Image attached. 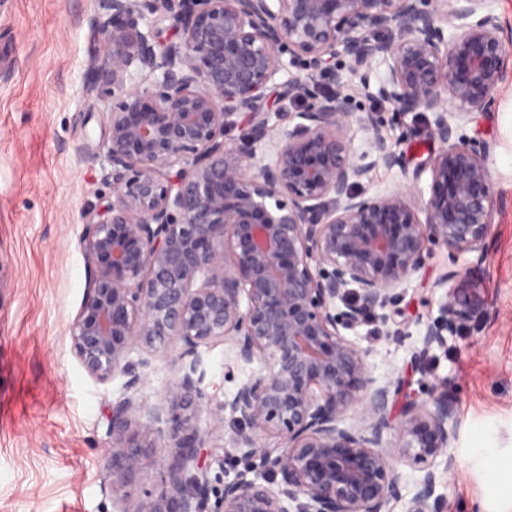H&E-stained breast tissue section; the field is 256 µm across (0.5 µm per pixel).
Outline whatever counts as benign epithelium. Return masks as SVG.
I'll use <instances>...</instances> for the list:
<instances>
[{"label":"benign epithelium","mask_w":512,"mask_h":512,"mask_svg":"<svg viewBox=\"0 0 512 512\" xmlns=\"http://www.w3.org/2000/svg\"><path fill=\"white\" fill-rule=\"evenodd\" d=\"M489 2L96 0L93 26L112 51L102 64L91 60L86 89L112 85L99 141L112 196L84 213L93 277L71 347L104 384L126 370L133 349L175 346L163 399L145 406L132 393L112 405V492L157 454L162 433L176 448L160 492L135 512H200L210 491L201 457L226 410L249 428L237 447L279 481L262 486L246 469L224 484L216 512H290L288 502L296 512H391L408 461L423 475L407 512H442L435 465L457 468L448 454L453 401L432 390L397 404L399 384H375L367 352L341 330L397 307L428 244L486 257L495 214L488 148L461 129L468 109L504 81ZM148 15L169 26L142 30ZM284 52L309 74L281 97L308 102L277 132L263 108ZM339 52L358 68L387 65L378 96L393 111L437 113L440 150L400 190H360L376 167L402 165L376 113L359 117L375 152L366 162L346 133L348 91L309 90ZM134 64L147 75L129 86ZM242 121L245 132L228 139ZM426 172L425 196L416 184ZM468 276L451 269L436 283L445 301L413 353L416 366L483 308ZM217 339L266 373L211 409L197 371L199 348ZM192 465L200 473L189 478Z\"/></svg>","instance_id":"7a95c632"}]
</instances>
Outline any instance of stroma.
<instances>
[{
	"label": "stroma",
	"mask_w": 512,
	"mask_h": 512,
	"mask_svg": "<svg viewBox=\"0 0 512 512\" xmlns=\"http://www.w3.org/2000/svg\"><path fill=\"white\" fill-rule=\"evenodd\" d=\"M505 44V79L494 101L472 109L462 132L488 144L487 159L497 201L486 258L430 245L422 269L402 287L394 321L384 310L348 330L346 338L367 353L369 376L382 384L397 379L407 392L446 390L456 407L457 437L449 452L454 474L439 471L444 512H504L512 503V0H491ZM95 0H0V512H135L161 489V459L144 463L125 494H113L104 457L112 444V405L137 376L136 396L152 404L173 380L162 354L132 351L127 371L100 384L71 350V326L92 271L80 243L83 213L111 195V166L97 149L111 96L89 95L84 74L91 58L105 59L108 46L92 19ZM278 85L305 77L303 62L282 54ZM386 67L354 69L337 55L316 88H345L355 155L371 143L357 123L380 113L381 136L402 156L404 168H377L367 194L386 193L411 181V167L438 152L432 112H396L374 95ZM370 92H361L362 82ZM271 90L269 123L288 127L293 108ZM469 269L483 309L467 326L433 348L424 370L412 353L428 322L440 314L439 278L451 264ZM201 389L212 405L223 403L264 366L236 362L217 339L200 347ZM242 423L225 415L214 456L205 469L213 491L240 471L269 486L271 474L248 467L236 438Z\"/></svg>",
	"instance_id": "1"
}]
</instances>
